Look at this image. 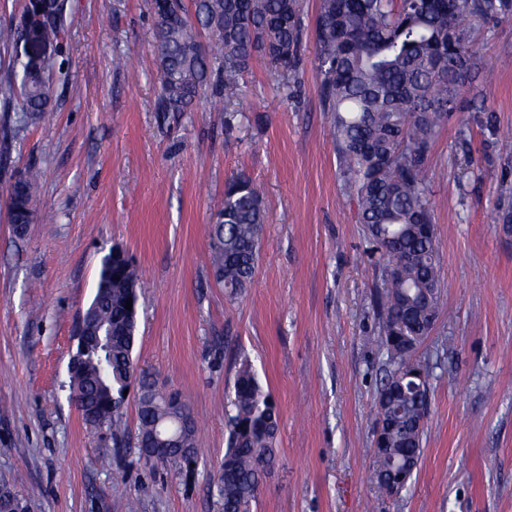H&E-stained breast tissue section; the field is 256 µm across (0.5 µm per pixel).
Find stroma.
<instances>
[{
  "label": "stroma",
  "mask_w": 512,
  "mask_h": 512,
  "mask_svg": "<svg viewBox=\"0 0 512 512\" xmlns=\"http://www.w3.org/2000/svg\"><path fill=\"white\" fill-rule=\"evenodd\" d=\"M305 0L296 77L255 59L234 101L240 132L204 94L156 111L152 0H68L51 48V103L0 139V481L30 512H222L219 467L233 383L250 363L280 412L278 456L252 512H512V16L476 21L472 90L491 106L448 117L428 160L443 264L442 309L418 357L430 374L423 454L406 489L370 481L385 356L374 303L382 260L356 221L320 95L316 18ZM39 168L37 221L8 222L13 174ZM263 194L254 281L229 298L209 264L226 183ZM142 270L137 365L190 404L193 472L139 457L87 427L69 388L75 326L113 245Z\"/></svg>",
  "instance_id": "1"
}]
</instances>
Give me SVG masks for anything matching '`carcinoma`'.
<instances>
[{
  "mask_svg": "<svg viewBox=\"0 0 512 512\" xmlns=\"http://www.w3.org/2000/svg\"><path fill=\"white\" fill-rule=\"evenodd\" d=\"M66 4L51 0L42 13H23L0 26V43L19 47L34 26L43 40L62 43ZM512 15V0H320L316 20L317 71L324 107L334 114L339 176L356 203L363 224L385 256L377 290L380 336L386 354V381L376 406L387 423L388 458L375 460L380 489H404L412 475L400 461L421 458L424 427L419 425L428 394L419 375L429 371L408 347L434 325L441 296L437 230L425 163L448 114L461 111L459 87L474 64L469 25ZM303 0H170L154 10V37L161 72L155 111L182 114L202 92L224 98V89L256 58L284 75L299 63ZM221 45L210 58L200 38ZM19 83L23 105L15 124L35 122L50 102L51 74L23 52L15 54L1 92L11 96ZM39 192L34 167L21 170L9 194L12 224L35 219ZM265 211L259 189L246 177L227 183L210 234L215 282L231 297L250 287L260 256ZM140 271L129 254L101 259L96 297L98 319L112 324L107 350L77 343L82 367L70 376L82 421L95 430L112 429L120 447L119 418L124 391L139 386L136 442L145 460L176 473L197 464L196 426L190 422L184 447L157 457L143 439L162 425L190 415L181 393L159 387L138 373L132 357L136 341ZM132 300V309L125 308ZM228 419V448L220 465L218 494L223 512H251L260 486L276 459L280 416L276 403L247 363L238 370Z\"/></svg>",
  "mask_w": 512,
  "mask_h": 512,
  "instance_id": "1",
  "label": "carcinoma"
}]
</instances>
